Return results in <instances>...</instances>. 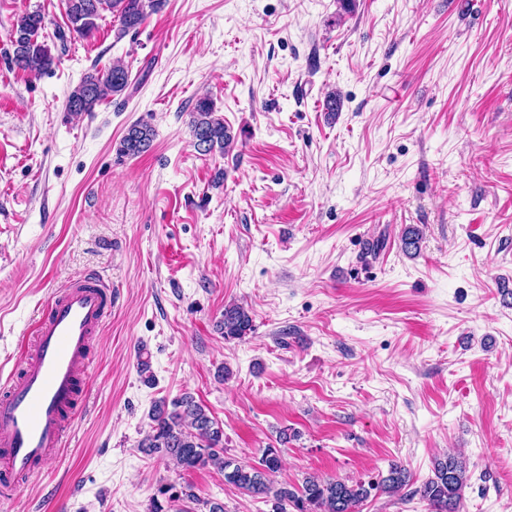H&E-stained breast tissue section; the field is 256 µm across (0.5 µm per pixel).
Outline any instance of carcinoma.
<instances>
[{
    "instance_id": "1",
    "label": "carcinoma",
    "mask_w": 512,
    "mask_h": 512,
    "mask_svg": "<svg viewBox=\"0 0 512 512\" xmlns=\"http://www.w3.org/2000/svg\"><path fill=\"white\" fill-rule=\"evenodd\" d=\"M69 32L82 38L91 37L98 29L97 20L108 13L118 22V35L139 27L147 16L160 8L161 0H62ZM45 16L38 10L27 11L13 22L10 61L23 72L40 76L51 71L56 62L50 48L39 40ZM130 87V74L120 60L106 71L96 68L84 74L71 90L67 111L89 113L110 96L125 93ZM190 128L194 145L205 154L228 151L235 141L231 128L217 115L216 106L207 94L200 96L190 112ZM154 131L144 123L130 126L122 139L119 153L138 156L152 145ZM226 340H241L253 329L248 308L239 304L224 307L218 324ZM149 418L151 430L138 445L148 456L172 460L182 472L209 464L224 472V482L254 497L269 499L271 512H362L372 493L398 494L410 482V474L401 465L389 466L387 475L367 481L347 482L316 476L305 479L299 487H275L274 477L282 467L281 450L263 449L258 464H240L226 459L224 428L197 402L184 393L180 397L154 403ZM468 476L460 457L449 455L435 462L434 477L415 490L427 503L430 512H460ZM170 502H197L194 486L188 482H169L157 489Z\"/></svg>"
}]
</instances>
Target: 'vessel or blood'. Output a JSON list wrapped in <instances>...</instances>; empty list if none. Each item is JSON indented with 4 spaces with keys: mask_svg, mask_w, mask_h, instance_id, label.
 Wrapping results in <instances>:
<instances>
[{
    "mask_svg": "<svg viewBox=\"0 0 512 512\" xmlns=\"http://www.w3.org/2000/svg\"><path fill=\"white\" fill-rule=\"evenodd\" d=\"M112 288L84 275L53 291L20 340V374L0 383V495L18 490L64 444L83 400L90 342Z\"/></svg>",
    "mask_w": 512,
    "mask_h": 512,
    "instance_id": "1",
    "label": "vessel or blood"
}]
</instances>
